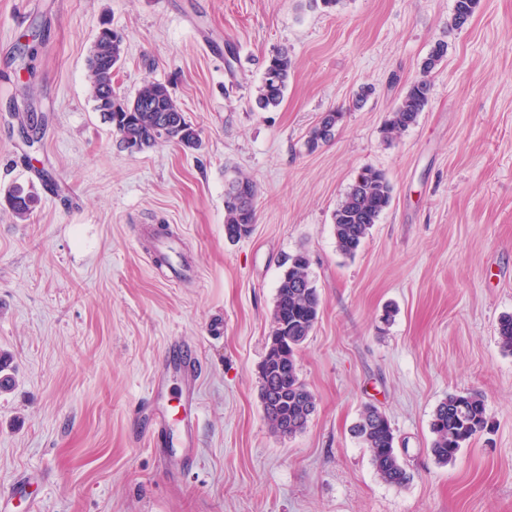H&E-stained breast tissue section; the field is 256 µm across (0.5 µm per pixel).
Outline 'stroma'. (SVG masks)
Wrapping results in <instances>:
<instances>
[{"mask_svg":"<svg viewBox=\"0 0 512 512\" xmlns=\"http://www.w3.org/2000/svg\"><path fill=\"white\" fill-rule=\"evenodd\" d=\"M0 0V492L11 512H512V0ZM125 36L118 94L165 84L202 146L134 155L95 108L87 60L102 25ZM39 28L34 50L23 36ZM447 53L430 73L437 42ZM293 68L277 108L255 104L265 60ZM428 76L417 123L386 135L406 87ZM373 93L361 107V87ZM334 139L308 151L319 116ZM392 201L354 258L332 215L364 168ZM256 185L250 236L224 235V189ZM305 253L321 296L298 355L317 400L306 429L274 434L259 395L276 288ZM392 321H383L386 307ZM196 352L192 378L164 373L169 344ZM165 377L169 433L192 383V465L164 461L138 411ZM484 395L491 432L456 460L431 453L448 394ZM386 413L409 484L375 474L352 428ZM324 114L328 117V124L333 125V129L330 133H325L319 124L312 128L306 141L307 149L311 152L317 150L321 145L328 143L334 137V131L343 118V112L339 110H329L324 112ZM6 202L14 216L23 220L33 212L38 198L32 191L17 186L8 193Z\"/></svg>","mask_w":512,"mask_h":512,"instance_id":"obj_1","label":"stroma"}]
</instances>
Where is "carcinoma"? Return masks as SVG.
<instances>
[{"label": "carcinoma", "mask_w": 512, "mask_h": 512, "mask_svg": "<svg viewBox=\"0 0 512 512\" xmlns=\"http://www.w3.org/2000/svg\"><path fill=\"white\" fill-rule=\"evenodd\" d=\"M479 7V0H455L452 26L469 24ZM447 44L438 42L423 61L428 73L444 58ZM124 36L105 29L93 45L88 58L90 93L96 110L120 135L123 142L143 152L163 143H174L184 150L202 146L197 128L172 98L167 86L159 82L144 84L129 98L112 88L114 71L124 58ZM292 71L288 50L274 52L264 66L258 88V105L264 110L278 107L284 99ZM433 86L427 79H416L390 113L385 123L389 133L403 131L416 124L429 104ZM334 133L320 126L312 128L306 141L311 152L329 142ZM255 184L247 177L227 181L224 190V233L237 241L250 233L256 222ZM392 188L384 172L376 168L362 170L350 185L333 213V228L338 251L352 257L359 250L381 214L390 206ZM9 209L19 219L27 218L38 198L21 186L6 198ZM309 260L303 253L288 258L281 274L273 307L270 343L260 366V398L271 430L292 437L306 429L316 411V398L299 376L297 355L310 336L320 310V294L309 278ZM501 347L512 352V315L503 316L498 324ZM489 417L486 401L476 391L448 394L436 407L431 422L434 435L431 451L442 465L455 461L461 448L477 434L487 430ZM354 436L367 449L373 469L383 482L401 487L411 480L395 448L394 430L384 412L367 405L352 427Z\"/></svg>", "instance_id": "cac0c4a2"}]
</instances>
